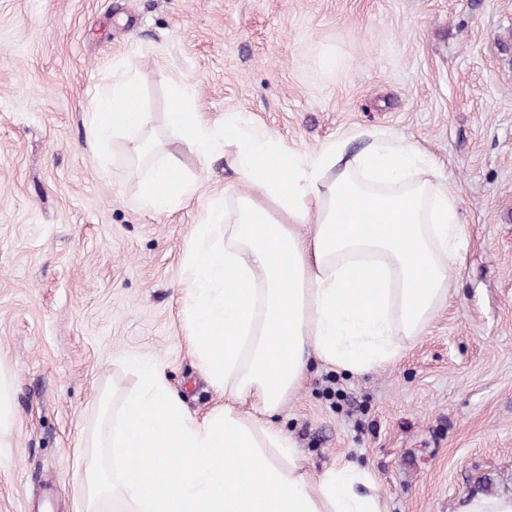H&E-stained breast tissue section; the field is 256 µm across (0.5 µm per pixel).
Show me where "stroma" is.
<instances>
[{
    "instance_id": "obj_1",
    "label": "stroma",
    "mask_w": 512,
    "mask_h": 512,
    "mask_svg": "<svg viewBox=\"0 0 512 512\" xmlns=\"http://www.w3.org/2000/svg\"><path fill=\"white\" fill-rule=\"evenodd\" d=\"M128 68L147 137L197 184L167 210L87 136ZM178 83L208 123L233 113L302 153L375 132L442 165L465 241L447 304L381 368L309 356L274 421L312 475L369 472L387 512L512 495V0H0V512H79L75 453L99 392L138 386L132 359L195 418L224 402L188 344L185 259L233 175L168 128ZM12 398V388L9 382L0 377V447H11L12 430L10 423L3 414V409Z\"/></svg>"
}]
</instances>
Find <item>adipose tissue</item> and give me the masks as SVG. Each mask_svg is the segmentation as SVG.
I'll use <instances>...</instances> for the list:
<instances>
[{
  "label": "adipose tissue",
  "mask_w": 512,
  "mask_h": 512,
  "mask_svg": "<svg viewBox=\"0 0 512 512\" xmlns=\"http://www.w3.org/2000/svg\"><path fill=\"white\" fill-rule=\"evenodd\" d=\"M194 99L175 87L169 128L200 158L223 154L236 176L189 249L185 288L194 352L226 401L196 419L161 366L141 364L140 387L102 403L95 453L77 455L83 512H386L354 464L309 475L273 417L309 355L362 374L421 336L463 258L458 199L415 145L383 136L351 156L334 140L306 155L233 114L209 124ZM150 123L128 74L98 100L88 133L149 159L138 202L157 210L196 185L146 139Z\"/></svg>",
  "instance_id": "ef3b65f1"
}]
</instances>
